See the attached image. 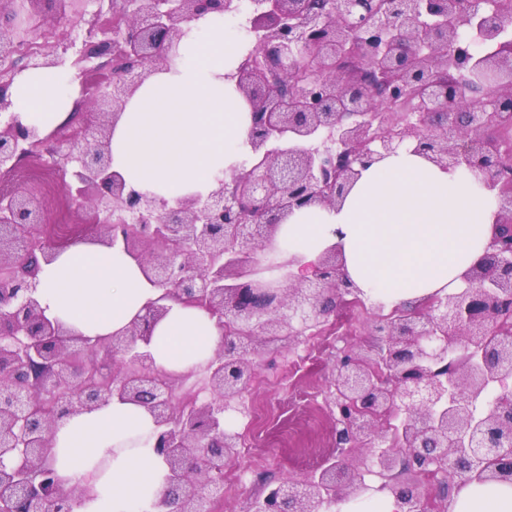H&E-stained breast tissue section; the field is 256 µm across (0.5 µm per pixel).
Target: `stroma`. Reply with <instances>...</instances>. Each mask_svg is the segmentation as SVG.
I'll use <instances>...</instances> for the list:
<instances>
[{
  "instance_id": "obj_1",
  "label": "stroma",
  "mask_w": 512,
  "mask_h": 512,
  "mask_svg": "<svg viewBox=\"0 0 512 512\" xmlns=\"http://www.w3.org/2000/svg\"><path fill=\"white\" fill-rule=\"evenodd\" d=\"M97 8L96 0H82L77 16H60L54 0H43V23L31 37L36 40L41 34L53 32L60 44L82 45L87 33L85 21ZM63 178L62 172H55L54 200L43 206L47 223L64 218L72 224L97 225L91 208L69 200L62 187ZM370 331L371 317L364 314L344 318L340 337L303 339L300 347L310 351L313 363L293 373L288 370L291 353L285 342L275 336L266 337L255 368L257 382L243 396L244 407L258 403L265 408L254 432L256 453L266 465L261 475L225 488L223 512H244L247 499L258 495L265 484L303 479L325 456L338 451L336 421L325 403L335 379L333 360L338 349L372 343ZM282 375L287 376V385L275 384V377Z\"/></svg>"
}]
</instances>
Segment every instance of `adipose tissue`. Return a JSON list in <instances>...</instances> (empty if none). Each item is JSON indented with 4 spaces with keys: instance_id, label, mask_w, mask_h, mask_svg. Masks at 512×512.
<instances>
[{
    "instance_id": "adipose-tissue-1",
    "label": "adipose tissue",
    "mask_w": 512,
    "mask_h": 512,
    "mask_svg": "<svg viewBox=\"0 0 512 512\" xmlns=\"http://www.w3.org/2000/svg\"><path fill=\"white\" fill-rule=\"evenodd\" d=\"M244 50L210 13L184 24L168 69L128 99L112 128V169L137 191L176 203L204 194L252 162L251 109L234 75ZM13 111L47 133L72 115L68 78L56 69L18 72ZM495 198L473 173L448 172L404 144L362 170L337 209L307 207L280 225L270 247L298 256L293 272L310 274L322 253L339 246L346 275L385 308L463 288L462 275L488 245ZM160 294L122 246L78 242L42 264L37 297L48 318L95 338L121 332ZM221 343L205 310L170 303L148 350L170 374L203 369ZM154 422L139 405L112 400L69 415L53 432L48 460L67 484H94L98 499L78 512H153L167 468L154 449ZM451 512H512V485L471 483Z\"/></svg>"
}]
</instances>
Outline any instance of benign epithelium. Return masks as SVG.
<instances>
[{
	"label": "benign epithelium",
	"instance_id": "7a95c632",
	"mask_svg": "<svg viewBox=\"0 0 512 512\" xmlns=\"http://www.w3.org/2000/svg\"><path fill=\"white\" fill-rule=\"evenodd\" d=\"M240 0H112L94 13L101 40L83 45L77 76L104 72V93L84 98L93 120L56 130L68 147L65 184L104 213L100 241H120L162 294L107 341L72 334L49 320L35 297L40 262L69 240H26L44 223L25 190L0 193V512H70L90 497L66 485L47 461L56 421L116 398L147 408L155 452L168 468L161 504L177 512H219L224 487L212 473L237 453L240 436L224 429V411L246 392L260 337L288 329V341L316 335L347 302L365 305L336 249L311 275L291 280L267 245L283 219L305 204L336 208L359 169L414 143L444 169L482 176L495 193L494 232L467 286L444 296L376 311L365 348L336 358L332 404L336 443L368 444L362 466L346 471L326 458L304 484L280 482L251 500L248 512H328L365 494V477L384 479L401 512H445L421 490L478 481L512 483V151L488 135L512 126V15L502 0H253L254 43L237 71L249 102V143L256 159L208 194L174 207L129 189L112 173V124L128 98L170 64L182 24L216 12L234 15ZM16 29L0 28V58L13 61ZM67 50L33 51L0 73V174L12 173L47 136L22 124L9 93L24 69L58 68ZM98 59L93 67L81 63ZM293 141L284 149L281 144ZM158 247L160 253L149 251ZM168 301L201 308L224 337L205 366L211 397L172 402L173 375L159 379L125 366L153 365L148 343ZM107 356L104 387L89 370ZM415 478L395 480L396 466Z\"/></svg>",
	"mask_w": 512,
	"mask_h": 512
}]
</instances>
